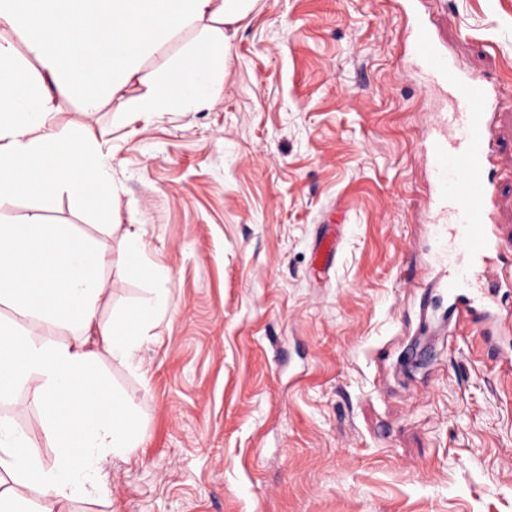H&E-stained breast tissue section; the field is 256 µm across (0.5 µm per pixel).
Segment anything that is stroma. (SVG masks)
Listing matches in <instances>:
<instances>
[{"mask_svg":"<svg viewBox=\"0 0 512 512\" xmlns=\"http://www.w3.org/2000/svg\"><path fill=\"white\" fill-rule=\"evenodd\" d=\"M426 19L461 70L496 92L497 217L512 239V0H256L230 38L220 92L184 112L136 101L202 36L203 20L108 95L58 99L60 134L108 157L112 216L21 197L95 241L98 316L150 295L122 262L138 232L170 280L138 367L103 371L136 411L138 447L110 458L104 497L62 512H512V372L471 327L420 345L437 243L417 149L436 104L405 53ZM339 236L317 268L319 237ZM0 417L52 458L38 410Z\"/></svg>","mask_w":512,"mask_h":512,"instance_id":"1","label":"stroma"}]
</instances>
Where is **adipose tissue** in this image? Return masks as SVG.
Listing matches in <instances>:
<instances>
[{"label": "adipose tissue", "instance_id": "obj_1", "mask_svg": "<svg viewBox=\"0 0 512 512\" xmlns=\"http://www.w3.org/2000/svg\"><path fill=\"white\" fill-rule=\"evenodd\" d=\"M252 6L253 0H0V25L15 35L0 38V303L28 321L0 326V395L30 398L55 450L44 460L25 431L0 418V479L13 483L0 492V512H25L24 488L39 492L38 512L105 495L109 456L135 447L140 430L126 398L106 384L101 362L107 356L135 362L145 327L168 291L146 267L140 235L128 234L124 264L155 281V297L100 322L104 287L95 243L35 215L8 217L19 197L57 193L90 212H112L107 157L88 139L55 131L54 102L76 95L86 111H96L110 88L137 74L144 56L165 52L178 32L207 18L234 27ZM20 43L38 62V76L20 64ZM230 65L227 36L203 37L154 80L136 108L200 105ZM48 326L75 327L97 336L99 345L58 342L45 334Z\"/></svg>", "mask_w": 512, "mask_h": 512}]
</instances>
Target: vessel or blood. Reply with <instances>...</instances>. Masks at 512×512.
<instances>
[{"label":"vessel or blood","mask_w":512,"mask_h":512,"mask_svg":"<svg viewBox=\"0 0 512 512\" xmlns=\"http://www.w3.org/2000/svg\"><path fill=\"white\" fill-rule=\"evenodd\" d=\"M407 50L426 86L446 101L422 138L421 152L432 189L429 222L447 262L441 288L448 307L443 315L427 309L422 319L437 336L472 326L487 342L489 355L511 367L512 352L492 339L511 334L512 328L494 305L479 309L473 299L477 293L495 297L504 289L512 292V244L496 233L492 221V91L458 69L425 20L413 22Z\"/></svg>","instance_id":"obj_1"}]
</instances>
